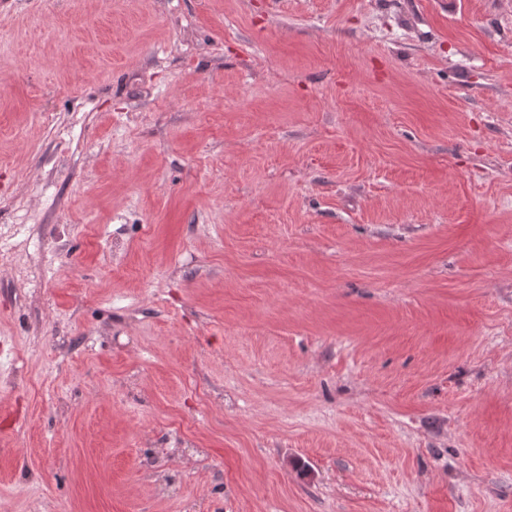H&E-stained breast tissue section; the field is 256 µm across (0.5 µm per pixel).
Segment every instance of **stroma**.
Masks as SVG:
<instances>
[{"label":"stroma","mask_w":512,"mask_h":512,"mask_svg":"<svg viewBox=\"0 0 512 512\" xmlns=\"http://www.w3.org/2000/svg\"><path fill=\"white\" fill-rule=\"evenodd\" d=\"M0 512H512V0H0Z\"/></svg>","instance_id":"obj_1"}]
</instances>
